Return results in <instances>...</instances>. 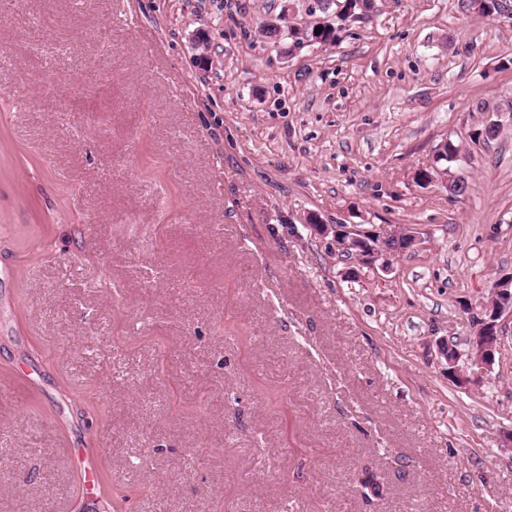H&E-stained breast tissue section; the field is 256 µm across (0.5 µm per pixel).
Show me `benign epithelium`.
Segmentation results:
<instances>
[{
  "label": "benign epithelium",
  "instance_id": "7a95c632",
  "mask_svg": "<svg viewBox=\"0 0 512 512\" xmlns=\"http://www.w3.org/2000/svg\"><path fill=\"white\" fill-rule=\"evenodd\" d=\"M313 230L321 237L332 236V245L336 253L354 260L360 266H372L376 261L410 251L417 245L416 232L404 230L398 236L392 237L382 231V228L372 224L368 227L362 224H314ZM494 294L498 300L497 306L490 310H482L486 319L483 320L486 336L472 338V346L476 353L471 357L472 365L479 369H488L495 362L494 347L498 344V320L506 311L512 312V277L497 281Z\"/></svg>",
  "mask_w": 512,
  "mask_h": 512
}]
</instances>
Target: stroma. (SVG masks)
<instances>
[{
	"label": "stroma",
	"mask_w": 512,
	"mask_h": 512,
	"mask_svg": "<svg viewBox=\"0 0 512 512\" xmlns=\"http://www.w3.org/2000/svg\"><path fill=\"white\" fill-rule=\"evenodd\" d=\"M462 2L0 0V512H512V18ZM314 217L420 242L350 279ZM326 0H317V8L323 14H329L333 6L337 20H345L350 17L358 18L367 15L373 8L372 0H342L334 3H326ZM508 287H512V277L499 279L493 291L497 295L495 296L498 300L497 306L490 307V312L487 311V304H485L484 310L482 309L481 315L485 314L487 318L480 317L479 321L483 322L487 336H473L471 341L472 349L476 347V353L474 356L471 355V361L472 365L478 369H488L495 362V351L493 349L495 347L497 350L498 320L504 312H512V289ZM505 293L508 294L507 297L503 296Z\"/></svg>",
	"instance_id": "35a3bbf8"
}]
</instances>
